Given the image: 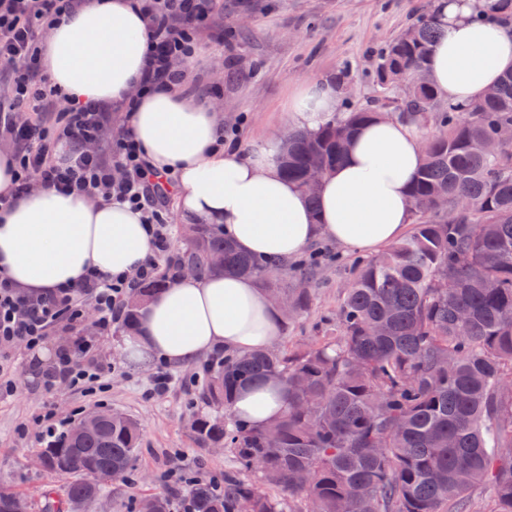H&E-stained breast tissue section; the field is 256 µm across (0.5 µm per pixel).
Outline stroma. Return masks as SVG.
<instances>
[{"label":"stroma","mask_w":512,"mask_h":512,"mask_svg":"<svg viewBox=\"0 0 512 512\" xmlns=\"http://www.w3.org/2000/svg\"><path fill=\"white\" fill-rule=\"evenodd\" d=\"M224 40L199 39L200 56L190 84L222 113L225 126H239L240 145L287 136L296 125L285 106L296 85L314 78L338 81L344 106L383 102L398 88H382L376 78L378 54L407 28L427 17L432 0H218ZM310 252H324L325 265L313 289L307 314L284 324L276 350H294L322 338L321 323L334 316L350 277L353 255L320 238ZM92 339L103 364L104 392L90 394L66 386L46 392L36 375L35 353L17 346L6 365L20 380L18 392L0 399V487L23 496L30 512H43L45 496L66 498V481L36 463L45 448L35 434L36 417L52 407L57 418L76 424L88 413L107 407L136 421L141 441L135 467L127 477L105 483L100 496L83 512H138L143 497L159 494L170 512H185L188 488L165 482L177 469L203 483L223 482L228 450L200 443L196 418H220L224 407L209 400L201 385L211 359L168 367L170 383L160 394L152 383L159 364L132 368L125 360L121 325L100 330L96 318H84L77 330L56 331L47 342L56 351L74 336Z\"/></svg>","instance_id":"1"}]
</instances>
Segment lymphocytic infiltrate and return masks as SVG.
I'll return each instance as SVG.
<instances>
[{"mask_svg":"<svg viewBox=\"0 0 512 512\" xmlns=\"http://www.w3.org/2000/svg\"><path fill=\"white\" fill-rule=\"evenodd\" d=\"M85 0H0V65L21 61L12 96L0 101V136L12 145L18 167L15 195L41 184L79 191L90 197H111L141 210L152 227L154 256L123 277L92 275L78 287L27 295L0 277V355L18 344L36 348L59 329L79 324L86 307L106 328L125 317V300L142 284L173 267L171 219L166 211L175 184L172 175L155 173L125 130L113 129L112 109L93 100L68 102L48 81L39 79L43 55L41 33ZM150 29L149 68L142 86L179 81V62L190 57L201 31L223 40L214 0H137ZM71 152L57 158L59 142ZM105 372L95 362V346L79 338L63 349L45 373V388L90 390L102 385Z\"/></svg>","mask_w":512,"mask_h":512,"instance_id":"lymphocytic-infiltrate-1","label":"lymphocytic infiltrate"}]
</instances>
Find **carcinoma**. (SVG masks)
Returning <instances> with one entry per match:
<instances>
[{"instance_id": "1", "label": "carcinoma", "mask_w": 512, "mask_h": 512, "mask_svg": "<svg viewBox=\"0 0 512 512\" xmlns=\"http://www.w3.org/2000/svg\"><path fill=\"white\" fill-rule=\"evenodd\" d=\"M487 17L512 28V0H483ZM440 35L429 15L381 54V85L401 87L402 119L431 124L411 188V233L380 255L353 264L336 309L335 335L294 351L228 353L208 394L224 419L199 417L203 444L222 443L232 463L224 489L194 484L192 512H469L467 493L488 484L493 512H512V144L493 155L475 144L512 126V74L495 94L445 102L432 83L408 82ZM378 112L360 109L318 129L288 134L283 176L304 188L313 162L340 165L358 126ZM222 272L266 286L290 267L247 255L215 224H191L180 257L199 275ZM319 266L303 264L298 283L272 292L306 314ZM168 286L147 283L123 323L136 330L142 308ZM269 379L288 391L275 428L231 411L238 392ZM141 440L116 415L93 434L73 427L44 449L47 469L72 478L65 509L81 512L103 483L124 477Z\"/></svg>"}]
</instances>
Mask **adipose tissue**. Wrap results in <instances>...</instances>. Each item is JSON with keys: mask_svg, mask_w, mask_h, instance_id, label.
Masks as SVG:
<instances>
[{"mask_svg": "<svg viewBox=\"0 0 512 512\" xmlns=\"http://www.w3.org/2000/svg\"><path fill=\"white\" fill-rule=\"evenodd\" d=\"M482 0H435L441 37L426 71L452 102L482 97L512 71V29L476 18ZM148 21L132 0H88L74 17L53 24L42 68L73 101L136 106L125 128L159 173L175 176L177 209L197 224L220 225L243 253L288 260L316 238L351 252L376 253L401 239L411 222L410 187L422 164L416 124L373 120L352 136L343 162L310 206L280 173L281 143L250 151L224 143L221 117L186 81L142 92ZM306 129L341 119L335 86L308 80L288 104ZM154 254L142 214L130 205L52 187L32 190L0 208V275L24 293L77 287L90 274H127ZM283 324L278 306L253 279L186 275L150 300L123 349L134 366L192 363L219 349H270ZM232 411L254 426L288 411L275 380L243 388Z\"/></svg>", "mask_w": 512, "mask_h": 512, "instance_id": "1", "label": "adipose tissue"}]
</instances>
